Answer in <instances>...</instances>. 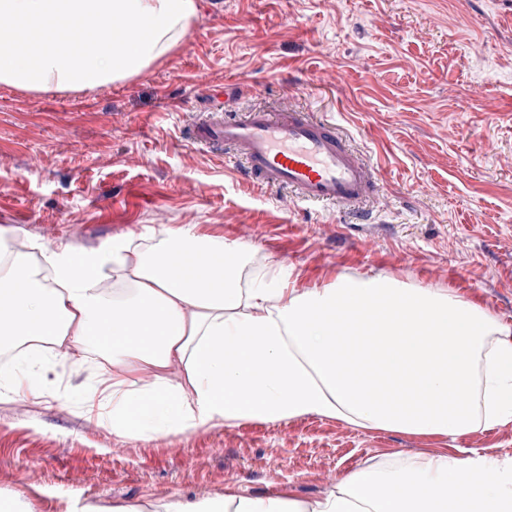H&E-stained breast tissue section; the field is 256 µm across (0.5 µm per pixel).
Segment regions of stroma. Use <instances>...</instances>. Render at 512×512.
<instances>
[{"mask_svg":"<svg viewBox=\"0 0 512 512\" xmlns=\"http://www.w3.org/2000/svg\"><path fill=\"white\" fill-rule=\"evenodd\" d=\"M180 44L86 93L0 84V227L48 249L145 242L166 228L223 238L295 287L336 274L450 288L512 323V0H197ZM340 68V83L323 70ZM289 101L337 123L377 169L360 220L248 184L188 131L211 94ZM96 368L57 367L44 398L0 401V496L30 512L281 492L312 501L369 458L512 455V424L453 441L307 415L119 438L77 399ZM37 469V481L26 472Z\"/></svg>","mask_w":512,"mask_h":512,"instance_id":"obj_1","label":"stroma"}]
</instances>
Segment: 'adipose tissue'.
Segmentation results:
<instances>
[{
    "label": "adipose tissue",
    "mask_w": 512,
    "mask_h": 512,
    "mask_svg": "<svg viewBox=\"0 0 512 512\" xmlns=\"http://www.w3.org/2000/svg\"><path fill=\"white\" fill-rule=\"evenodd\" d=\"M198 16L196 0H0V83L85 91L140 74L170 53ZM145 26L148 36L132 31ZM96 34L80 52L63 32ZM125 286L107 290V271ZM281 269L245 277L223 240L167 228L145 248L117 237L34 260L0 246V400L41 398L50 362L101 361L82 399L121 438L171 436L307 415L366 430L457 439L512 423V324L446 288L337 275L289 287ZM362 328L355 357L340 341ZM153 373L142 384L141 371ZM512 512V456L483 449L399 463L364 462L323 497L240 493L155 512Z\"/></svg>",
    "instance_id": "ef3b65f1"
}]
</instances>
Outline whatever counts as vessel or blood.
I'll return each instance as SVG.
<instances>
[{"label": "vessel or blood", "mask_w": 512, "mask_h": 512, "mask_svg": "<svg viewBox=\"0 0 512 512\" xmlns=\"http://www.w3.org/2000/svg\"><path fill=\"white\" fill-rule=\"evenodd\" d=\"M190 136L241 162L248 181L292 193L300 203L359 210L378 190L374 165L348 144L336 123L291 106L241 116L211 107L193 123Z\"/></svg>", "instance_id": "1"}]
</instances>
